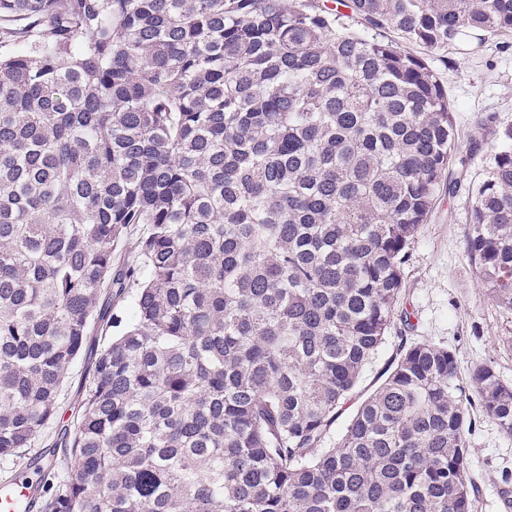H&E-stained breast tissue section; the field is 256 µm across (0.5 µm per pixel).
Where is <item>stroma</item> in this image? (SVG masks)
<instances>
[{"label": "stroma", "instance_id": "stroma-1", "mask_svg": "<svg viewBox=\"0 0 512 512\" xmlns=\"http://www.w3.org/2000/svg\"><path fill=\"white\" fill-rule=\"evenodd\" d=\"M426 62L448 89L460 132L455 184L440 188L410 246L403 300L410 321L395 322L353 393L357 401L382 382L403 336L455 351L464 373L492 364L512 384V311L498 307L465 255L473 191L494 164L497 131L512 126V39L491 36L473 50H436ZM468 440L475 512H512L501 500V477L512 474V437L480 415Z\"/></svg>", "mask_w": 512, "mask_h": 512}]
</instances>
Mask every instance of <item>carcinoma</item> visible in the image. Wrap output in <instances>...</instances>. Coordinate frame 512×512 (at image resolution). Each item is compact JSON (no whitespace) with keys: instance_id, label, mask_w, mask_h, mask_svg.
Wrapping results in <instances>:
<instances>
[{"instance_id":"carcinoma-1","label":"carcinoma","mask_w":512,"mask_h":512,"mask_svg":"<svg viewBox=\"0 0 512 512\" xmlns=\"http://www.w3.org/2000/svg\"><path fill=\"white\" fill-rule=\"evenodd\" d=\"M390 31L471 48L512 0H0V457L56 425L42 512H472L490 364L403 342L330 443L459 150ZM465 253L512 311V128ZM89 353L83 352L72 366L69 378L64 387V399L61 403L60 412L64 416V421L72 420L73 414L77 408L79 389L84 375L90 369ZM53 429H50L49 431V437L46 440L45 443L40 445L37 448H33L31 454H42L47 456H53L54 457V466L48 470L45 473L44 481L46 484L56 483L57 477H64L67 476L69 473H71V463L70 460L65 456V453L63 451V448H50V445L53 441ZM45 446V447H44Z\"/></svg>"}]
</instances>
